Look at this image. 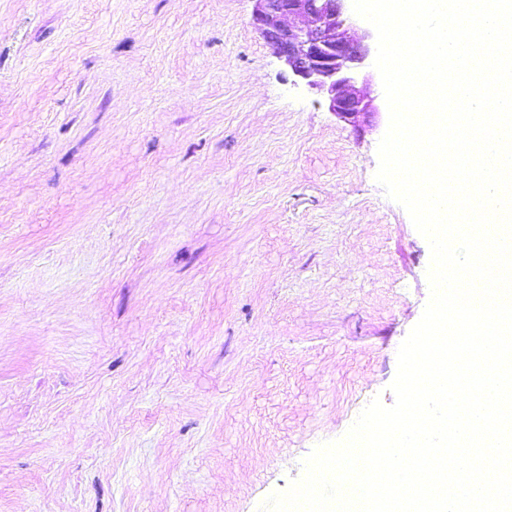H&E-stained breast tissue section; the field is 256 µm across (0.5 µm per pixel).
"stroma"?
Returning <instances> with one entry per match:
<instances>
[{"instance_id": "obj_1", "label": "stroma", "mask_w": 512, "mask_h": 512, "mask_svg": "<svg viewBox=\"0 0 512 512\" xmlns=\"http://www.w3.org/2000/svg\"><path fill=\"white\" fill-rule=\"evenodd\" d=\"M253 0H0V512H259L392 405L431 250Z\"/></svg>"}]
</instances>
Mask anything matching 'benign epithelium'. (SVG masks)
Returning a JSON list of instances; mask_svg holds the SVG:
<instances>
[{"mask_svg":"<svg viewBox=\"0 0 512 512\" xmlns=\"http://www.w3.org/2000/svg\"><path fill=\"white\" fill-rule=\"evenodd\" d=\"M253 24L288 69L326 98L328 108L357 125L380 113L356 87L357 68L369 55L366 32L356 33L349 0H253Z\"/></svg>","mask_w":512,"mask_h":512,"instance_id":"obj_1","label":"benign epithelium"}]
</instances>
